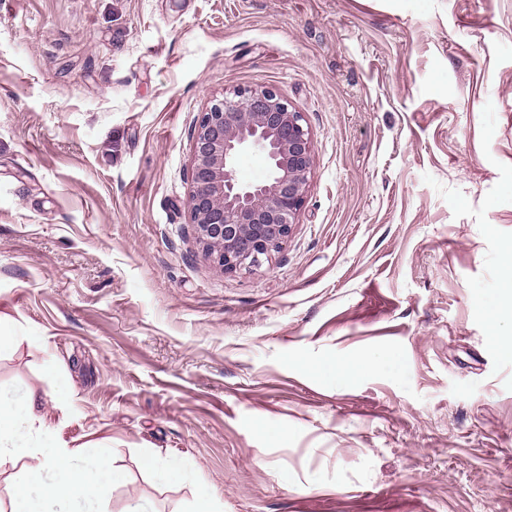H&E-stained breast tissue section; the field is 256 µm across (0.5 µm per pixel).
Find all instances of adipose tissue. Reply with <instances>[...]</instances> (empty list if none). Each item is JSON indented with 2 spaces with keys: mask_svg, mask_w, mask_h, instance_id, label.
<instances>
[{
  "mask_svg": "<svg viewBox=\"0 0 512 512\" xmlns=\"http://www.w3.org/2000/svg\"><path fill=\"white\" fill-rule=\"evenodd\" d=\"M33 389H0V470L31 465L11 486V512H105L111 487L124 480L99 449H71L41 413Z\"/></svg>",
  "mask_w": 512,
  "mask_h": 512,
  "instance_id": "obj_1",
  "label": "adipose tissue"
}]
</instances>
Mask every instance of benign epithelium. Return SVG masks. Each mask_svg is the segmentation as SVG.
<instances>
[{"mask_svg":"<svg viewBox=\"0 0 512 512\" xmlns=\"http://www.w3.org/2000/svg\"><path fill=\"white\" fill-rule=\"evenodd\" d=\"M192 140L189 223L224 272L262 268L288 241L308 185L313 143L303 114L272 89L237 92L211 102ZM249 149L268 161L261 183L237 178Z\"/></svg>","mask_w":512,"mask_h":512,"instance_id":"7a95c632","label":"benign epithelium"}]
</instances>
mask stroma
<instances>
[{
  "instance_id": "obj_1",
  "label": "stroma",
  "mask_w": 512,
  "mask_h": 512,
  "mask_svg": "<svg viewBox=\"0 0 512 512\" xmlns=\"http://www.w3.org/2000/svg\"><path fill=\"white\" fill-rule=\"evenodd\" d=\"M264 88L311 179L285 247L224 273L191 133ZM511 258L512 0H0V387L68 386L43 412L124 470L108 512H512ZM140 464L143 469L164 482L194 483L198 472L185 462L162 457L155 452H147L141 456Z\"/></svg>"
}]
</instances>
